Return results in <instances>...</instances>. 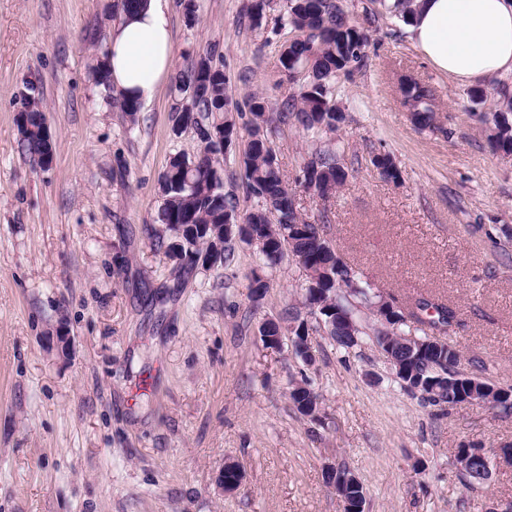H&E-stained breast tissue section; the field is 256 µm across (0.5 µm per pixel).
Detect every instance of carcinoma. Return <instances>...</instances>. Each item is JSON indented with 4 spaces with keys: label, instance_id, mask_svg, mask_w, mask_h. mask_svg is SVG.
<instances>
[{
    "label": "carcinoma",
    "instance_id": "obj_1",
    "mask_svg": "<svg viewBox=\"0 0 512 512\" xmlns=\"http://www.w3.org/2000/svg\"><path fill=\"white\" fill-rule=\"evenodd\" d=\"M387 13L407 21L413 13V0H382ZM265 10V0H248L245 14L253 25H260ZM348 14L341 0H288L287 24L306 38L293 40L282 46L280 64L288 72L298 71L306 76L299 98L285 103L279 112L268 111L267 102L258 95L250 96L251 121L247 139H242L232 116L229 115L227 80L219 69H202L193 64L190 70L180 72L175 78L176 90L193 95L186 97L176 110L178 128L191 126L202 144L200 151L189 157L175 154L170 157L162 177L163 204L156 217L158 224H191L193 235L186 239L183 252L194 259L181 262L180 267L198 265L197 257L218 246L224 254V265L234 260L233 243L239 240L255 247L273 267L288 257L302 265L306 271L307 286L302 306L315 316L325 332L340 347L348 349L353 343L335 323L329 322V310L337 307L346 310L348 290L353 285H365L359 273L337 253L326 238V225L310 224L294 211L289 197L293 195L290 184L284 179L270 146L269 134L288 125L300 126L310 132L333 131L344 120V113L334 99L336 78L350 73L361 61L368 42L367 29ZM402 103L410 113L413 125L432 134H445L439 123L432 90L413 78L400 82ZM28 135L20 141L22 150L30 156L42 154L46 145L40 135L42 117L39 98L32 95L24 103ZM488 124L489 144L493 151L512 153V99L506 110L483 116ZM224 143L231 150L242 147L244 185L248 197L257 200L255 207L241 213L238 203L224 193V175L217 169L220 161L208 157L210 148ZM371 164L381 178L398 183L401 171L388 154H377ZM353 171L345 167L339 155L331 151L314 154L302 167L296 183L313 185L322 199H328ZM418 309L435 314L429 316L433 329L452 326L457 318L450 306L418 302ZM289 333L296 338L309 335L307 320L290 312ZM398 357L413 364L416 370L414 385L434 380L444 373L456 374L459 353L449 342L440 345L428 362H412V354L399 348Z\"/></svg>",
    "mask_w": 512,
    "mask_h": 512
}]
</instances>
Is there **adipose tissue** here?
Segmentation results:
<instances>
[{
  "label": "adipose tissue",
  "mask_w": 512,
  "mask_h": 512,
  "mask_svg": "<svg viewBox=\"0 0 512 512\" xmlns=\"http://www.w3.org/2000/svg\"><path fill=\"white\" fill-rule=\"evenodd\" d=\"M408 25L416 49L459 83L512 73V0H415ZM162 0L123 16L108 49L109 79L123 96L150 99L173 64Z\"/></svg>",
  "instance_id": "1"
}]
</instances>
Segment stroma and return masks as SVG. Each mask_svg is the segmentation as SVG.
Wrapping results in <instances>:
<instances>
[{"mask_svg":"<svg viewBox=\"0 0 512 512\" xmlns=\"http://www.w3.org/2000/svg\"><path fill=\"white\" fill-rule=\"evenodd\" d=\"M244 2L197 0L190 17L183 0H166L175 71L214 49L241 128L248 94L275 112L301 86L279 62L293 36L285 0H268L258 26ZM342 4L374 14L362 62L336 81L346 119L314 136L285 129L271 146L286 180L323 150L355 176L327 201L298 190L297 208L329 222L337 254L374 291L409 310L423 297L455 307L458 370L510 387L512 155L490 148L478 115L497 109L495 87H512V74L457 83L377 0ZM119 19L114 0H0V512H342L323 483L329 467L360 478L365 512H482L512 499V466L470 487L453 464L463 445L496 457L512 441V415L407 393L375 346L368 307L356 310L362 333L349 349L311 323L306 363L258 332L299 306V264L264 268L239 243L231 266L183 270L154 248L168 159L200 144L193 129L172 130V83L131 118L97 82ZM404 75L433 90L445 134L413 126ZM32 87L56 143L47 169L22 151L15 122ZM377 153L394 157L400 183L379 177ZM258 269L268 288L255 303ZM61 325L65 357L50 342ZM296 381L320 395V420L293 407ZM228 459L244 481L225 493L217 477Z\"/></svg>","mask_w":512,"mask_h":512,"instance_id":"1","label":"stroma"}]
</instances>
